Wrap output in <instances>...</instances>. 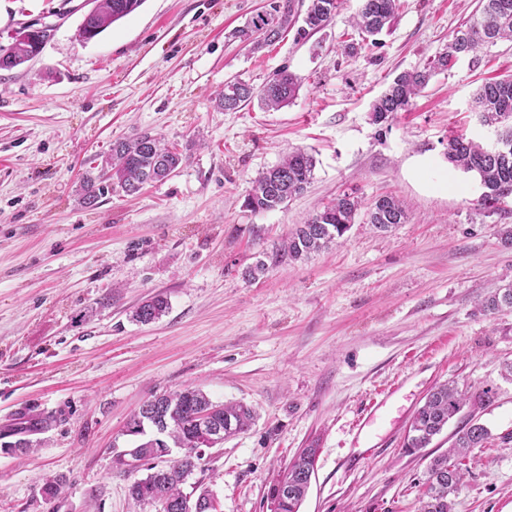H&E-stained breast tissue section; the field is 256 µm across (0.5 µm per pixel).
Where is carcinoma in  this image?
<instances>
[{"label":"carcinoma","mask_w":512,"mask_h":512,"mask_svg":"<svg viewBox=\"0 0 512 512\" xmlns=\"http://www.w3.org/2000/svg\"><path fill=\"white\" fill-rule=\"evenodd\" d=\"M144 0H95V15L90 21L91 37L95 38L115 22L135 12ZM346 0H310L304 16L295 11V0H271L269 8L258 13L245 26L234 30L233 37L257 51L278 42L283 34L297 27L299 39H306L327 27ZM400 0H361V7L352 17L351 24L359 33L374 36L394 22ZM499 39L512 40V0H482L481 10L469 23L461 26L448 42L446 50L435 59L433 68L446 70L467 55L475 56L486 44ZM28 44L19 42L11 46L8 59L0 61V70L10 71L29 60ZM430 72L405 71L396 75L386 90L372 104V120L387 121L398 112L405 111L428 84ZM299 90L298 77L284 69L256 88L243 80L224 84L218 96L217 107L235 112L245 104L258 100L268 109L278 110L290 103ZM475 110L480 123L500 132L509 141V148L498 152L464 135L448 138L447 160L464 172L475 173L483 192L478 200L485 209L495 208L503 199L512 197V75L481 85L474 97ZM184 156L169 147L157 135L142 131L130 140L112 143V174L109 180L124 193L134 195L151 182H162L183 163ZM315 160L300 149L283 156L280 162L259 174L244 201L254 212L271 211L305 190L313 178ZM104 175L83 176L82 204L88 208L98 205L104 187L97 185ZM361 201L343 194L298 225L281 248L271 254L272 264L295 261L317 252L334 240L343 238L354 224ZM407 214L402 202L393 196L376 199L368 210V223L379 231L406 222ZM482 311L493 315L498 310L512 308V282L490 295L481 303ZM169 302L157 294L143 301L134 311L133 319L151 323L167 313ZM485 406L494 402L493 392L486 389L472 397ZM453 382L434 388L427 400L415 413L404 447L415 451L428 447L433 438L459 415L470 399ZM212 404V400L198 387H186L162 394L154 413L164 423L162 436L144 438L146 428L136 418L129 421V435L140 438L134 443L138 459L148 464L145 477L134 480L129 494L139 503L158 507L157 512H171L168 505L184 498V474L192 473L200 456L193 453L203 448L211 431H202L195 424L196 415ZM254 419L252 409L241 403H224L219 413L212 416L214 428L223 437L235 436L249 428ZM60 418L53 412L40 413L29 419L28 431H46ZM491 437L483 424L466 420L455 433V440L447 453L433 458L428 466L425 490L420 499L419 512H453L452 496L458 492L463 473L459 464L448 462L450 456H465L471 448H481ZM174 446L186 449L183 458L165 470L152 461L162 457V450ZM317 449L311 448L297 455L288 470L273 484L271 500L279 501L277 512H299L308 489V472L315 465ZM288 482V493H283L282 482Z\"/></svg>","instance_id":"carcinoma-1"}]
</instances>
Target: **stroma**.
Instances as JSON below:
<instances>
[{"label": "stroma", "mask_w": 512, "mask_h": 512, "mask_svg": "<svg viewBox=\"0 0 512 512\" xmlns=\"http://www.w3.org/2000/svg\"><path fill=\"white\" fill-rule=\"evenodd\" d=\"M391 30L361 41L348 0L307 40L285 33L253 52L231 36L269 0H144L96 38L79 35L91 0H0V45L51 27L38 57L0 71V512H155L114 465L149 398L188 386L254 411L250 428L205 450L184 493L221 512H271L278 472L317 449L300 512H417L430 457L465 419L491 431L463 458L454 512H512V309L480 303L512 275V198L484 209L478 177L451 170L448 138L486 139L473 96L512 74V42L432 75L408 111L371 119L404 71L423 70L478 0H401ZM356 51H348L349 43ZM301 80L278 110L218 109L226 81L261 87L281 68ZM149 130L184 155L167 180L81 205L86 172L116 140ZM300 148L314 178L280 208L244 206L254 178ZM421 159L432 160L427 171ZM454 183L434 190L443 173ZM348 193L392 194L407 220L373 231L364 212L341 245L243 276L296 225ZM169 302L149 324L133 310ZM453 381L495 401L469 403L426 450L403 447L430 390ZM60 422L28 436L36 412ZM62 476L51 500L41 479ZM169 302L163 295L157 294L143 301L134 311L133 319L136 322L148 324L158 320L167 313Z\"/></svg>", "instance_id": "35a3bbf8"}]
</instances>
